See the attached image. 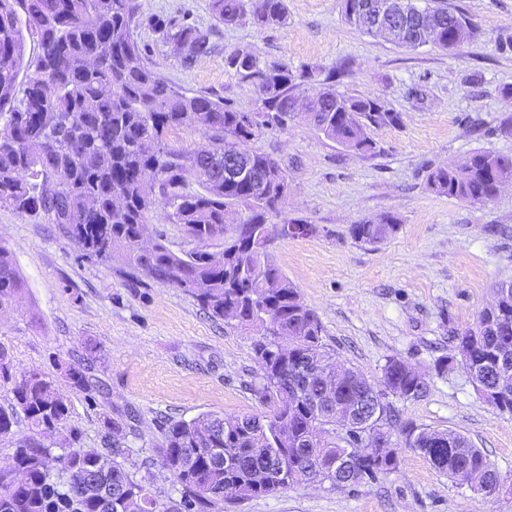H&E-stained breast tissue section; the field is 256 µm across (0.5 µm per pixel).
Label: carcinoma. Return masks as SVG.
<instances>
[{
    "instance_id": "carcinoma-1",
    "label": "carcinoma",
    "mask_w": 512,
    "mask_h": 512,
    "mask_svg": "<svg viewBox=\"0 0 512 512\" xmlns=\"http://www.w3.org/2000/svg\"><path fill=\"white\" fill-rule=\"evenodd\" d=\"M216 21L236 22L251 12L261 26L285 19L283 0H209ZM142 0H0V208L58 225L83 251L102 262L118 256L134 270L192 294L214 318L256 333L260 367L252 391L266 412L236 418L201 414L166 425L161 465L181 485L180 502L161 504L148 479L128 468L126 439L131 414L107 421L101 448L62 454L36 439L14 449L0 467V512H208L224 499V486L260 497L321 473L330 486H352L399 467L393 437L419 452L460 486L490 495L500 476L479 448L452 431L401 421L389 397L426 396L429 380L400 359L382 368L386 386L373 422L336 424V413L357 403L372 387L354 367L336 369L323 343V326L288 277L271 260L269 215L288 197V177L272 157L244 152L238 162L248 177L224 175V153L260 126L283 128L298 117L296 100L309 101L307 120L324 137L354 151L373 149L368 130L397 123L398 115L375 98L339 93L331 73L304 80L286 65L262 63L233 52L228 67L256 89L257 111L247 113L204 95H187L147 66L134 36ZM443 17L435 30L406 29L394 41L412 49L424 43L458 47L472 31L466 17L443 5L427 6ZM165 40L183 50L186 65L210 49L209 32L171 31ZM40 52L25 61L26 36ZM34 68L24 95L18 78ZM190 124L208 134V144L187 150L169 135ZM194 174L199 190L188 189ZM512 182V156L492 149L473 152L462 165L428 174L429 188L470 204L494 199ZM168 208L196 247L175 252L164 242L138 247L156 200ZM240 208L238 222L227 211ZM396 228L392 217L352 227L354 239L374 244ZM223 241L220 257L205 250ZM508 296L484 309L476 323L453 336L454 354L437 359L436 372L459 366L476 391L507 394L495 405L512 412V281L499 282ZM25 283L11 251L0 245V313L13 308ZM288 335V350L276 348ZM66 378L76 387L96 386L89 368L70 363ZM0 406V441L14 434L18 419L39 435H53L67 419L68 405L53 379L31 370ZM98 486L89 497L83 479Z\"/></svg>"
}]
</instances>
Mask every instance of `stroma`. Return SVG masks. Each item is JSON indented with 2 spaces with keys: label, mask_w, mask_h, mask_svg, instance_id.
I'll return each instance as SVG.
<instances>
[{
  "label": "stroma",
  "mask_w": 512,
  "mask_h": 512,
  "mask_svg": "<svg viewBox=\"0 0 512 512\" xmlns=\"http://www.w3.org/2000/svg\"><path fill=\"white\" fill-rule=\"evenodd\" d=\"M472 23L455 50H415L363 34L345 23L343 0H284L283 24L260 27L251 16L224 25L209 0H143L136 31L158 77L236 108H256L255 88L227 65L234 51L280 62L317 80L337 69L336 89L380 99L395 125L373 128L369 152L346 149L303 120L264 127L245 144L279 161L288 198L270 215V256L315 310L323 341L338 363L380 383L391 358L428 374L427 395L396 401L404 421L466 436L512 486V415L486 403L461 369L439 375L453 352L450 331L472 325L491 303L493 286L512 280V188L473 205L438 195L429 172L480 148L512 156V54L496 48L512 34V0H441ZM210 33L213 48L184 67L155 20ZM393 216L397 230L376 244L356 241L352 225ZM285 224L310 232L281 236ZM0 244L26 288L0 315V347L14 378L37 369L53 378L69 414L54 446L97 448L105 417L139 416L127 444L150 461L160 502L180 499L157 450L169 419L216 412L257 414L251 391L259 366L253 335L214 318L182 289L136 273L121 259L87 256L57 225L0 209ZM90 366L102 390L73 387L57 362ZM397 472L354 486L302 483L262 497L228 498L210 512H512V494L487 496L456 486L417 451L397 443Z\"/></svg>",
  "instance_id": "1"
}]
</instances>
